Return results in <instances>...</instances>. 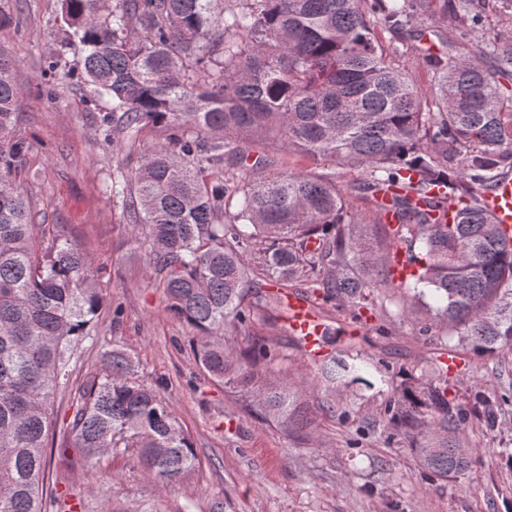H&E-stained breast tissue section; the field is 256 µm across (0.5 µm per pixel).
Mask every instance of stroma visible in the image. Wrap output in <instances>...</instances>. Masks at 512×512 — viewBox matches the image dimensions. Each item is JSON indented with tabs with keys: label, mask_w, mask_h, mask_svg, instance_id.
<instances>
[{
	"label": "stroma",
	"mask_w": 512,
	"mask_h": 512,
	"mask_svg": "<svg viewBox=\"0 0 512 512\" xmlns=\"http://www.w3.org/2000/svg\"><path fill=\"white\" fill-rule=\"evenodd\" d=\"M392 63L405 68L421 89L432 73L410 39L377 29ZM0 47L16 63L20 86L13 135L30 142L24 183L33 223L64 237L88 257L109 300L95 324L69 387L52 407L54 444L48 481L57 499L53 512H512V345L495 357L465 352L459 372L448 377V395L465 402L470 383L502 401L494 427L478 420L466 426L473 464L464 478L430 479L422 472L415 441L389 425L385 408L395 386L409 376L432 377L433 354L447 342L442 327L428 333L425 304L400 290L381 293L378 333L335 308L320 311L336 334L330 352L366 366L364 382L335 391L304 390L316 412L309 434L261 421L239 392L212 380L198 364L193 330L166 310V298L147 257L125 226L127 213L106 193L115 170L140 165L159 140L143 131L135 145L107 146L100 119L111 111L91 86L75 82L51 88L43 76L50 57L63 56L80 69L81 45L69 36L60 0H0ZM284 163L292 171L335 175L348 187L363 170L330 160L313 161L295 151ZM224 340L244 349L266 342L293 381L313 380L317 367L288 329L263 322L228 328ZM119 347L138 364V377L159 388L183 430L192 438L197 466L182 483L161 488L142 471L135 450L87 459L64 449V420L87 377L101 373L102 355Z\"/></svg>",
	"instance_id": "stroma-1"
}]
</instances>
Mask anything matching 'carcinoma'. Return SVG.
<instances>
[{
  "instance_id": "1",
  "label": "carcinoma",
  "mask_w": 512,
  "mask_h": 512,
  "mask_svg": "<svg viewBox=\"0 0 512 512\" xmlns=\"http://www.w3.org/2000/svg\"><path fill=\"white\" fill-rule=\"evenodd\" d=\"M482 0H61L84 48L81 73L62 56L44 73L84 80L112 101L105 143L162 141L134 173L106 191L124 203L166 309L201 333V367L246 393L264 417L297 430L315 417L276 354L244 355L224 328L273 320V289L300 285L361 324L375 292L409 288L437 299L432 319L481 356L512 341V245L485 209V192L512 173V35L483 29ZM419 15L445 51L427 57L430 91L393 66L381 26L417 39ZM462 44L471 52L461 53ZM16 64L0 50V512H45L50 411L69 385L72 360L106 304L81 249L34 224L22 175L28 143L12 135ZM301 151L366 170L352 190L371 204L382 236L373 246L330 175L290 171ZM453 222L441 223V212ZM418 268L396 283L395 256ZM87 378L67 434L83 455L134 448L143 473L167 488L196 453L159 391L135 378L120 348ZM363 380L360 368L325 356L319 378ZM448 371L395 389L389 422L425 440L422 469L464 475L472 417L495 424L497 406L477 385L467 404L448 399Z\"/></svg>"
}]
</instances>
